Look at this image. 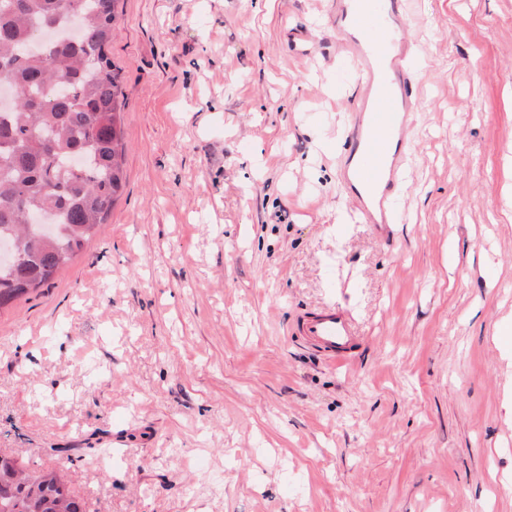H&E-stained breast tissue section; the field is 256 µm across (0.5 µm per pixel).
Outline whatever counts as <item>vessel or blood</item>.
<instances>
[{
	"label": "vessel or blood",
	"instance_id": "vessel-or-blood-1",
	"mask_svg": "<svg viewBox=\"0 0 512 512\" xmlns=\"http://www.w3.org/2000/svg\"><path fill=\"white\" fill-rule=\"evenodd\" d=\"M408 0H336V53L355 75L357 110L346 123L342 179L364 224H396L415 125L413 109L424 86L411 63L426 46ZM305 344L333 364L348 363L360 344L354 317L333 306L302 315L294 329Z\"/></svg>",
	"mask_w": 512,
	"mask_h": 512
}]
</instances>
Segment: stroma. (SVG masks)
Here are the masks:
<instances>
[{"label": "stroma", "instance_id": "stroma-1", "mask_svg": "<svg viewBox=\"0 0 512 512\" xmlns=\"http://www.w3.org/2000/svg\"><path fill=\"white\" fill-rule=\"evenodd\" d=\"M405 224L340 183L334 0H119L124 186L0 310V453L88 512H512V0H418ZM324 305L363 340L291 334ZM294 334L333 364L348 363L360 345L354 317L335 306L306 312L297 320Z\"/></svg>", "mask_w": 512, "mask_h": 512}]
</instances>
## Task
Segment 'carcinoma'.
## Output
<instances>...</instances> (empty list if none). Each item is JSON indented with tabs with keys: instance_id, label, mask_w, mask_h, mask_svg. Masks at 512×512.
Here are the masks:
<instances>
[{
	"instance_id": "1",
	"label": "carcinoma",
	"mask_w": 512,
	"mask_h": 512,
	"mask_svg": "<svg viewBox=\"0 0 512 512\" xmlns=\"http://www.w3.org/2000/svg\"><path fill=\"white\" fill-rule=\"evenodd\" d=\"M117 0H0V309L44 286L104 224L124 180L123 94L109 56ZM77 29L70 40L66 25ZM0 512H86L62 467L0 454Z\"/></svg>"
}]
</instances>
